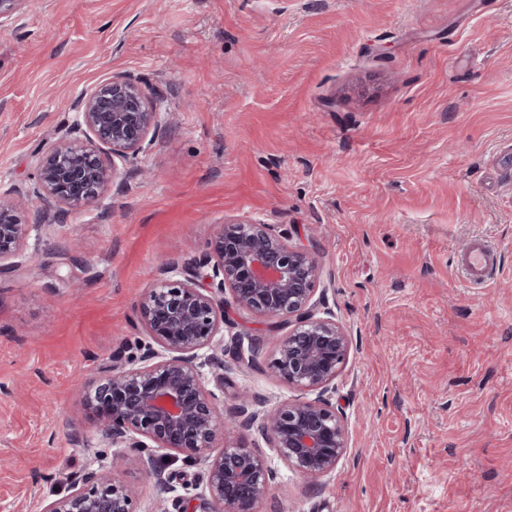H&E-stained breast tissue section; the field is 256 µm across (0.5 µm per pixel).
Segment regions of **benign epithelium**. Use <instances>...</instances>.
I'll list each match as a JSON object with an SVG mask.
<instances>
[{"instance_id":"benign-epithelium-1","label":"benign epithelium","mask_w":512,"mask_h":512,"mask_svg":"<svg viewBox=\"0 0 512 512\" xmlns=\"http://www.w3.org/2000/svg\"><path fill=\"white\" fill-rule=\"evenodd\" d=\"M33 0H0V27L12 24ZM163 100L147 96L140 83L113 76L86 91L77 103L73 129L41 149L33 193L44 209L21 212L22 191L0 190V271L17 266L31 231L63 222L73 211L101 204L109 187L121 186L119 160L151 145L174 119ZM314 258L292 245L288 233L256 219L219 226L208 252L180 266L165 262L155 271L139 307L150 342L138 356L114 357L86 389L96 428L131 453L110 470L78 472L64 495L43 512H133L136 488L114 471L133 462L167 488L160 453L175 451L203 467L205 494L199 509L182 512H254L269 492L275 472L266 458L244 444L210 452L226 421L258 426L278 457L308 479L332 473L347 453L344 416L328 393L344 362L348 339L318 293ZM288 327L271 362L273 372L294 389L316 393L273 409L253 398L225 416L219 395L207 387L203 367L224 369V307ZM211 350L207 360L200 351Z\"/></svg>"}]
</instances>
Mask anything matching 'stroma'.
Here are the masks:
<instances>
[{"label": "stroma", "mask_w": 512, "mask_h": 512, "mask_svg": "<svg viewBox=\"0 0 512 512\" xmlns=\"http://www.w3.org/2000/svg\"><path fill=\"white\" fill-rule=\"evenodd\" d=\"M117 75L176 125L0 275V512L111 468L86 385L146 343L149 271L205 252L227 218L287 230L349 338L335 471L308 481L257 431L226 434L277 472L256 512H512V0H39L0 28V186H32L37 151ZM478 240L499 265L477 285L458 259ZM239 332L261 349L225 352V407L297 397L268 320L226 307ZM167 472L163 495L120 471L135 512L203 492L182 454Z\"/></svg>", "instance_id": "obj_1"}]
</instances>
